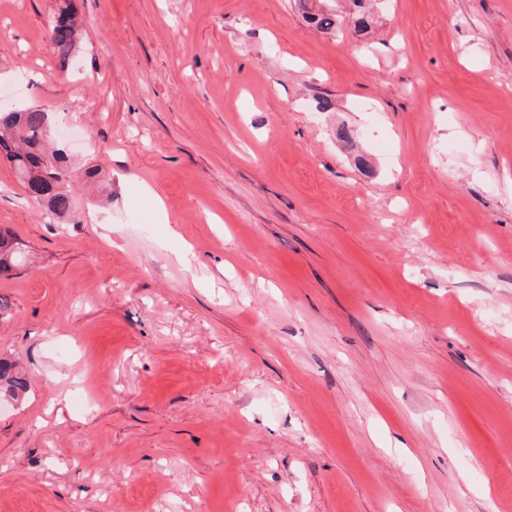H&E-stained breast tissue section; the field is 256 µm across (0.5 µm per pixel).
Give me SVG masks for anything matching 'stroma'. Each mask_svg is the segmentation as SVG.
Returning <instances> with one entry per match:
<instances>
[{
    "label": "stroma",
    "instance_id": "35a3bbf8",
    "mask_svg": "<svg viewBox=\"0 0 512 512\" xmlns=\"http://www.w3.org/2000/svg\"><path fill=\"white\" fill-rule=\"evenodd\" d=\"M317 6L0 0V512H512V0ZM78 34L76 14L68 7L60 8L51 21V43L53 50L62 57L72 52ZM50 112L38 107L0 109V158L10 163L27 195L53 214L71 206L70 159L50 147ZM12 236L0 233V275L9 278L22 261V253ZM27 390V380L20 374L15 364L0 359V398L19 400Z\"/></svg>",
    "mask_w": 512,
    "mask_h": 512
}]
</instances>
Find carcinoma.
Listing matches in <instances>:
<instances>
[{
    "label": "carcinoma",
    "instance_id": "carcinoma-1",
    "mask_svg": "<svg viewBox=\"0 0 512 512\" xmlns=\"http://www.w3.org/2000/svg\"><path fill=\"white\" fill-rule=\"evenodd\" d=\"M320 30L337 31L336 18L324 11L308 15ZM78 34L76 14L61 8L51 21L53 50L62 57L72 52ZM51 116L38 107L0 110V157L10 163L27 195L59 216L71 206L68 190L70 159L61 148L50 147ZM22 261L14 237L0 233V275L12 276ZM27 380L15 364L0 359V396L18 400Z\"/></svg>",
    "mask_w": 512,
    "mask_h": 512
}]
</instances>
